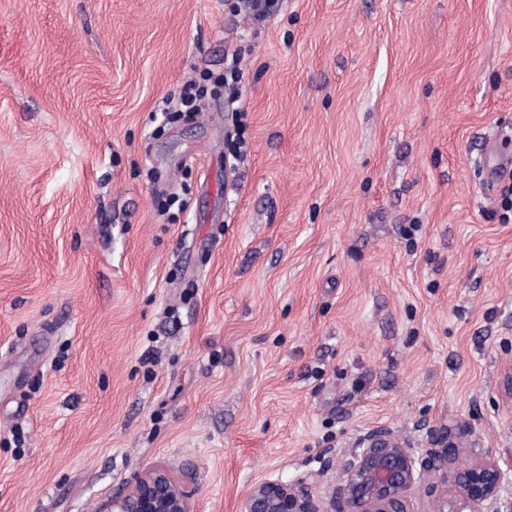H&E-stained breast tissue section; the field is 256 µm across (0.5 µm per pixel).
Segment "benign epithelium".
Here are the masks:
<instances>
[{
    "label": "benign epithelium",
    "mask_w": 512,
    "mask_h": 512,
    "mask_svg": "<svg viewBox=\"0 0 512 512\" xmlns=\"http://www.w3.org/2000/svg\"><path fill=\"white\" fill-rule=\"evenodd\" d=\"M340 474L326 501L313 491L322 476L265 479L240 503L239 512H409L417 487L440 486L437 512H512V469L490 449L448 448L418 452L408 440L381 428L360 436L340 457ZM99 512H191L189 497L171 473L157 466L139 474L126 492Z\"/></svg>",
    "instance_id": "7a95c632"
}]
</instances>
